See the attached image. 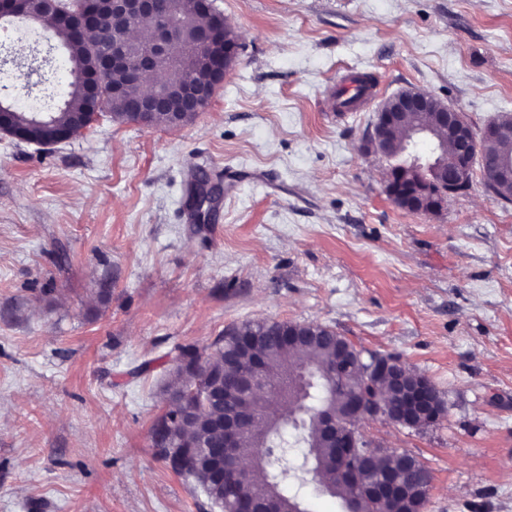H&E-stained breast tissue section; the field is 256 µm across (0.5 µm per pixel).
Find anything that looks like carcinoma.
<instances>
[{
  "label": "carcinoma",
  "instance_id": "obj_1",
  "mask_svg": "<svg viewBox=\"0 0 512 512\" xmlns=\"http://www.w3.org/2000/svg\"><path fill=\"white\" fill-rule=\"evenodd\" d=\"M157 9L160 16L171 15L175 18L179 27L180 46L190 55L189 62L183 65L162 66L158 73V84L178 88L207 79L208 65L196 51V33L206 23L212 27H221V20L203 14L198 8L197 0H158ZM57 33L68 54L69 92L62 104L47 108L50 116L45 124L33 122L27 112H15L16 127L31 143L52 141L61 131L75 137L81 134V130L89 128L98 114L97 110L89 106L80 73L94 66L102 48L112 43L110 27L104 23L90 31L75 21L57 29ZM100 81V98L112 112V118L127 123H140L137 115L139 85L130 83L124 72L105 73ZM114 85L125 86L121 96H112ZM433 122L434 113L415 112L405 117L404 127L410 131L428 127ZM483 185L499 200L506 204L512 203V180L486 177ZM284 327L307 332L313 339L307 343L295 340L285 345L279 335V330ZM331 335L333 332L329 327L313 322L249 321L224 331L204 356L193 345L176 347L175 364L170 370L165 389L167 409L156 419L151 429L154 433L158 428L167 426L162 439L154 442L161 459H166L174 446H180L178 452L181 453V458L168 464L170 471L192 477L205 491H210L207 476L211 462L204 455L203 447H219L221 435L209 426L207 418L224 412V406L232 407L236 402V398L229 394L224 397V404L214 406L210 412L199 413L192 420H177V415L183 411L184 389L187 386L185 372L179 365L181 359L189 357L198 364L194 385L200 390L207 388L217 376H223L226 381L232 379L239 367L254 358L273 384L295 380L304 373L309 382L304 389L301 406L313 414L326 410L340 415L345 413L349 392L362 388V381L350 375L344 380L343 389L336 390L332 387L326 377L327 369L336 363L341 349L345 348L353 353L356 348L341 336L336 337L334 344L320 340L322 336ZM279 406L280 399L274 393L262 403V430L243 434L238 448V456L248 459L252 469L245 475L224 479L219 491L229 501L242 496L262 500L272 512H308L303 502L281 485V474L288 469L287 448L290 447V442L285 437ZM296 441L308 448L304 459L310 461L318 471L322 489L344 501L357 497L356 512H402L404 509L415 512L428 494L431 474L424 465L417 459L405 458L401 453L386 448L380 456L379 474L384 476L389 473L400 478V499L383 504L364 495H355L353 490L337 481V470L332 467V456L337 445L324 436L310 416L301 419L300 436L296 437ZM189 442L196 444V447H185ZM257 472L262 474V479L255 478Z\"/></svg>",
  "mask_w": 512,
  "mask_h": 512
}]
</instances>
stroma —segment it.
<instances>
[{
	"label": "stroma",
	"instance_id": "1",
	"mask_svg": "<svg viewBox=\"0 0 512 512\" xmlns=\"http://www.w3.org/2000/svg\"><path fill=\"white\" fill-rule=\"evenodd\" d=\"M216 3L238 59L191 122L0 134V512H220L151 427L175 347L263 319L328 326L433 384L436 423L362 427L430 471L422 512H512V204L477 172L439 211L403 210L363 149L410 87L478 133L512 115V0ZM35 46L65 67L52 31L0 22V100L26 111L66 89L29 87ZM201 169L224 181L206 224L184 205ZM305 453L284 486L343 512Z\"/></svg>",
	"mask_w": 512,
	"mask_h": 512
}]
</instances>
